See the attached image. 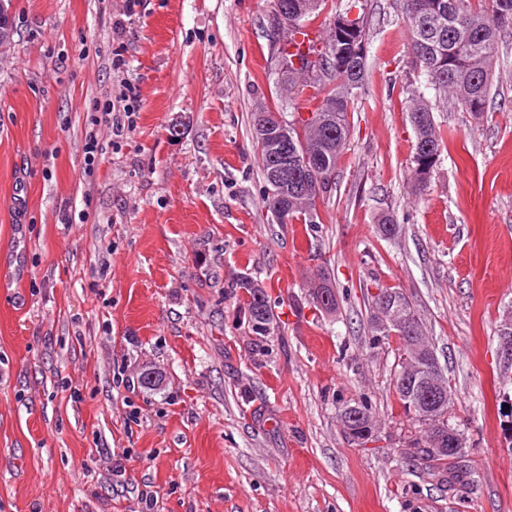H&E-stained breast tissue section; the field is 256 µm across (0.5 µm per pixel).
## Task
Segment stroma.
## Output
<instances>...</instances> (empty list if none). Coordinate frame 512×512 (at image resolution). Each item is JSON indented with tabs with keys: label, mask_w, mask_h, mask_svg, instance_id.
Wrapping results in <instances>:
<instances>
[{
	"label": "stroma",
	"mask_w": 512,
	"mask_h": 512,
	"mask_svg": "<svg viewBox=\"0 0 512 512\" xmlns=\"http://www.w3.org/2000/svg\"><path fill=\"white\" fill-rule=\"evenodd\" d=\"M389 2L372 0L336 189L319 223L278 224L250 132L272 99L269 0H12L0 253L27 273L0 292V512H141L144 491L154 512H512V31L483 118L435 112L446 147L416 194L409 30ZM127 87L118 137L97 117ZM386 211L402 228L388 241ZM321 265L333 314L309 296ZM244 277L270 297L268 335L243 316ZM376 281L409 298L455 394L456 490L402 453ZM353 401L379 424L362 446L338 418Z\"/></svg>",
	"instance_id": "35a3bbf8"
}]
</instances>
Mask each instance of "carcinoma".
Masks as SVG:
<instances>
[{
	"instance_id": "obj_1",
	"label": "carcinoma",
	"mask_w": 512,
	"mask_h": 512,
	"mask_svg": "<svg viewBox=\"0 0 512 512\" xmlns=\"http://www.w3.org/2000/svg\"><path fill=\"white\" fill-rule=\"evenodd\" d=\"M328 0H288L294 13L288 15L280 29L274 50L279 57L274 94L277 110L290 111L295 116L299 110L294 99L283 100V91L295 88H311L308 102L312 104L311 118L299 119L300 130L291 133L288 140V156L302 158L307 152L316 156L319 168L327 173L336 171L349 139V114L354 111L359 90L365 84L368 69L367 55L352 56L345 42L335 37L333 25L339 19L357 14V24L362 39H367V23L371 10L369 0H336L331 6L329 22L318 25L320 44L298 39L309 27V22L320 16ZM410 0H393V9L407 22L410 41L403 69L418 73L425 84L433 89L441 100L454 98L475 118L484 115L491 89L492 64L495 48L501 32L508 29L502 24L497 6L505 3L512 11V0H419L425 5L421 12L409 9ZM300 65H295V61ZM409 119L415 133V143L410 158V181L414 191L426 188L445 149V133L437 126L434 105L416 89L408 91ZM259 165L265 182L266 203L276 223H282L281 215H288V223L316 224L319 220L318 205L331 195L336 185L310 180L308 193L296 190L295 173L288 168V190L276 197L270 194L277 170L278 159L273 157L269 146L252 128ZM378 234L387 240L397 237L401 227L389 213L380 215ZM240 287L248 294L244 317L252 332L265 336L273 321V311L263 287L251 280H243ZM376 293L371 296L376 319L372 327L373 342L390 343L386 324L391 318H400L413 311L405 294L395 287L375 284ZM327 295L329 303L324 311L332 313L338 307L337 295L330 274L325 269L315 275L311 296ZM355 410L362 421L373 419L367 403L345 405L340 420L345 434L356 440L357 424L348 417ZM403 411L411 420L424 428V440L414 442L412 454L423 455L433 466L448 470V488L462 485L469 472L454 469L449 456H432L427 452L432 432L426 420Z\"/></svg>"
}]
</instances>
